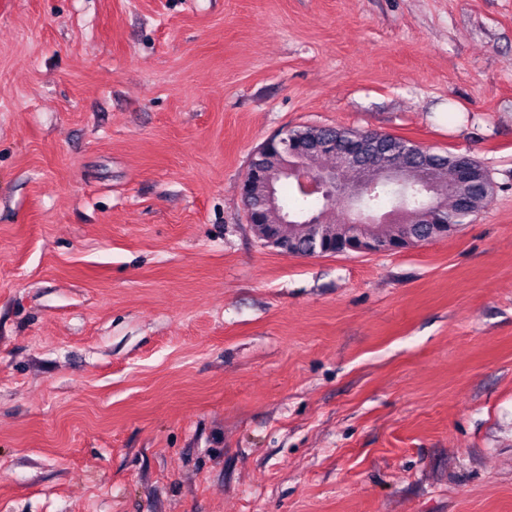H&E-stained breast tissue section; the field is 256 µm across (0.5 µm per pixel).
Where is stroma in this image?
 Returning <instances> with one entry per match:
<instances>
[{
	"label": "stroma",
	"mask_w": 512,
	"mask_h": 512,
	"mask_svg": "<svg viewBox=\"0 0 512 512\" xmlns=\"http://www.w3.org/2000/svg\"><path fill=\"white\" fill-rule=\"evenodd\" d=\"M306 125L490 201L265 246L242 182ZM0 512H512V0H0Z\"/></svg>",
	"instance_id": "obj_1"
}]
</instances>
